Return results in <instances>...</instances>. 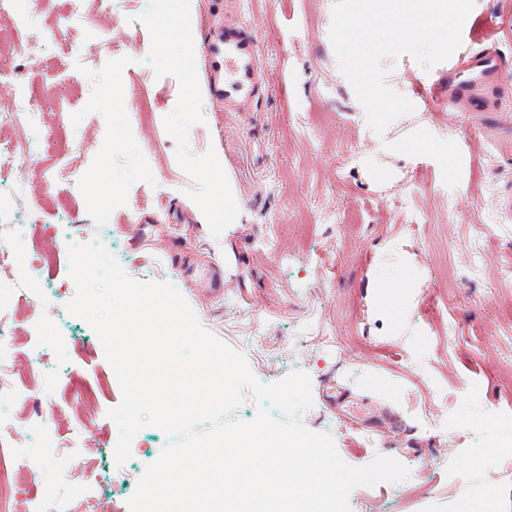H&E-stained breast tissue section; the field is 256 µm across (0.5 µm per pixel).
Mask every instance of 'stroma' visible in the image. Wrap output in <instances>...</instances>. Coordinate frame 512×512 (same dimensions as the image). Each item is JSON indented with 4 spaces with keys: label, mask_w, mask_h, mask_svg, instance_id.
Masks as SVG:
<instances>
[{
    "label": "stroma",
    "mask_w": 512,
    "mask_h": 512,
    "mask_svg": "<svg viewBox=\"0 0 512 512\" xmlns=\"http://www.w3.org/2000/svg\"><path fill=\"white\" fill-rule=\"evenodd\" d=\"M215 2L88 10L79 51L35 71L69 107L43 113L52 140L15 171L37 204L0 240L27 260L0 272V315L14 328V378L29 385L0 401V417L18 420L5 457L26 474L0 495L14 507L91 497L99 512H130L169 442L145 427L130 459L115 461L107 412L121 388L94 330L66 309L76 288L53 235L64 220L72 243L101 240L132 279L176 286L259 382L307 373L313 406L301 419L329 433L346 463L382 455L409 470L403 482L353 490L351 512H459L489 492L512 512V222L495 208L512 160L491 148L464 154L481 137L465 112L416 108L374 133L332 48L334 0H243L269 92L251 112L220 110L202 50ZM71 145L75 185L41 195ZM215 170L235 192L230 224L206 217V206L224 207ZM352 210L360 223H344ZM47 249L54 262H36ZM473 260L481 279L448 292L440 266L464 275ZM389 281L403 288L386 308L378 296ZM46 322L61 332L39 333ZM335 386L344 408L326 400ZM88 394L91 434L80 451L61 447Z\"/></svg>",
    "instance_id": "35a3bbf8"
}]
</instances>
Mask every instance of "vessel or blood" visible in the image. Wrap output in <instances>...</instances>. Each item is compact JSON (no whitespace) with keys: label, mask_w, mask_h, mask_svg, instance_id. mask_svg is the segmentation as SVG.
Segmentation results:
<instances>
[{"label":"vessel or blood","mask_w":512,"mask_h":512,"mask_svg":"<svg viewBox=\"0 0 512 512\" xmlns=\"http://www.w3.org/2000/svg\"><path fill=\"white\" fill-rule=\"evenodd\" d=\"M203 50L211 63V98L228 112L252 111L264 86L258 40L248 25L225 18ZM506 70L504 60L494 50L460 48L449 58L447 73L431 85H414L413 91L425 109L469 112L491 129L495 98Z\"/></svg>","instance_id":"1"}]
</instances>
